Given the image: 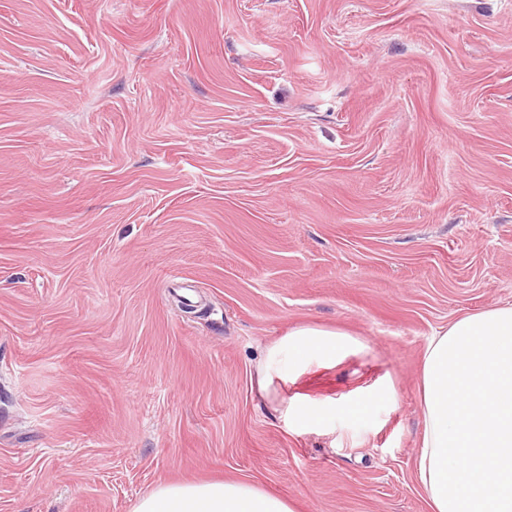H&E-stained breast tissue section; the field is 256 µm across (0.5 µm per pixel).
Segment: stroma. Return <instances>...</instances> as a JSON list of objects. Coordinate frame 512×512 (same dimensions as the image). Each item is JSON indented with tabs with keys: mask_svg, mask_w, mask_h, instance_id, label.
Segmentation results:
<instances>
[{
	"mask_svg": "<svg viewBox=\"0 0 512 512\" xmlns=\"http://www.w3.org/2000/svg\"><path fill=\"white\" fill-rule=\"evenodd\" d=\"M509 304L512 0H0V512H430L427 341ZM346 334L317 327L293 329L271 344L260 370L258 389L269 393L275 377H282L285 366H303L311 360L331 361L348 347ZM133 512H295L287 499L239 481L159 484Z\"/></svg>",
	"mask_w": 512,
	"mask_h": 512,
	"instance_id": "1",
	"label": "stroma"
}]
</instances>
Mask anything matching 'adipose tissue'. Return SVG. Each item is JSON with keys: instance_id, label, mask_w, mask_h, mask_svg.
Returning a JSON list of instances; mask_svg holds the SVG:
<instances>
[{"instance_id": "obj_1", "label": "adipose tissue", "mask_w": 512, "mask_h": 512, "mask_svg": "<svg viewBox=\"0 0 512 512\" xmlns=\"http://www.w3.org/2000/svg\"><path fill=\"white\" fill-rule=\"evenodd\" d=\"M345 334L293 329L271 344L258 389L287 366L331 361ZM424 417L416 461L432 512H512V306L463 316L435 334L419 382ZM133 512H295L287 499L239 481L161 484Z\"/></svg>"}]
</instances>
